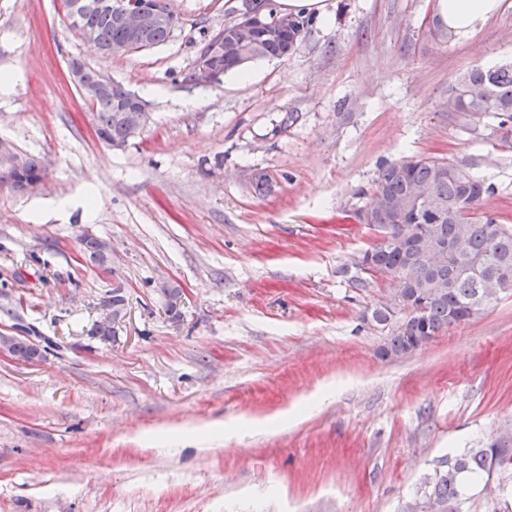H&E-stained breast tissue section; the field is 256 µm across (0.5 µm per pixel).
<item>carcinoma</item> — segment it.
<instances>
[{
  "instance_id": "cac0c4a2",
  "label": "carcinoma",
  "mask_w": 512,
  "mask_h": 512,
  "mask_svg": "<svg viewBox=\"0 0 512 512\" xmlns=\"http://www.w3.org/2000/svg\"><path fill=\"white\" fill-rule=\"evenodd\" d=\"M89 6L79 22L105 45L127 40L126 30L108 11ZM309 21L288 17V26L270 38L261 33L237 40L224 38V72L278 57L283 46L297 48ZM173 35L168 25L148 27L145 39L156 46ZM100 140L124 145L136 113L129 110L126 88L117 83L89 102ZM448 113L491 116L512 133V65L476 66L451 89ZM23 172L0 167V188L18 190L27 177L45 172L40 157L24 155ZM495 186L460 164L431 157H411L382 166L368 191L360 195L371 206L373 223L388 229V241L372 248L378 270L398 277L405 287L401 308L378 301L363 320L385 339L379 356L404 357L449 328L483 313L500 295L512 293V224L483 210ZM12 352L28 361L39 354L26 339H15ZM499 484L512 479V448L506 442L469 448L440 463L424 487L406 501L401 512H464L469 482Z\"/></svg>"
}]
</instances>
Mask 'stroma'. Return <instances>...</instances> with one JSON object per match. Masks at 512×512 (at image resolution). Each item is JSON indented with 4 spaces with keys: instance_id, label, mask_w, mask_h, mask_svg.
Returning a JSON list of instances; mask_svg holds the SVG:
<instances>
[{
    "instance_id": "35a3bbf8",
    "label": "stroma",
    "mask_w": 512,
    "mask_h": 512,
    "mask_svg": "<svg viewBox=\"0 0 512 512\" xmlns=\"http://www.w3.org/2000/svg\"><path fill=\"white\" fill-rule=\"evenodd\" d=\"M324 4L295 53L203 85L243 0H173L168 41L107 60L61 0H0V140L46 169L0 188V336L40 352L0 353V512H400L441 460L512 441V295L384 359L362 315L392 285L355 279L382 164H469L512 224V148L445 108L472 66L512 63V0L463 41L432 0ZM72 56L147 102L125 148L96 138ZM116 287L115 336L91 335Z\"/></svg>"
}]
</instances>
